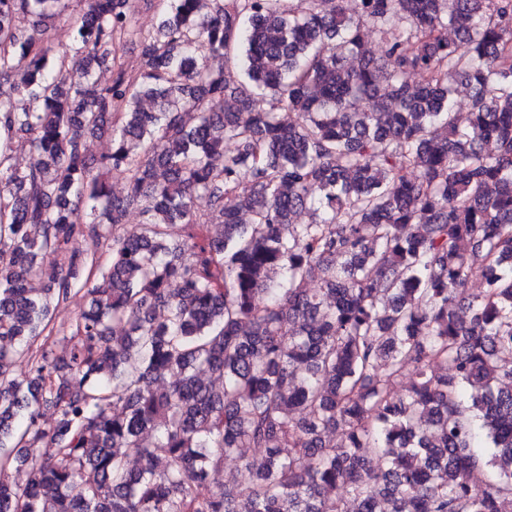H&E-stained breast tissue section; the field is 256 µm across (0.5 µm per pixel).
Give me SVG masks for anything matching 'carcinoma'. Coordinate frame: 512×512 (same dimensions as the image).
<instances>
[{
    "label": "carcinoma",
    "instance_id": "cac0c4a2",
    "mask_svg": "<svg viewBox=\"0 0 512 512\" xmlns=\"http://www.w3.org/2000/svg\"><path fill=\"white\" fill-rule=\"evenodd\" d=\"M65 2L0 0V512H512V0H84L56 56ZM80 284L68 351L15 375Z\"/></svg>",
    "mask_w": 512,
    "mask_h": 512
}]
</instances>
